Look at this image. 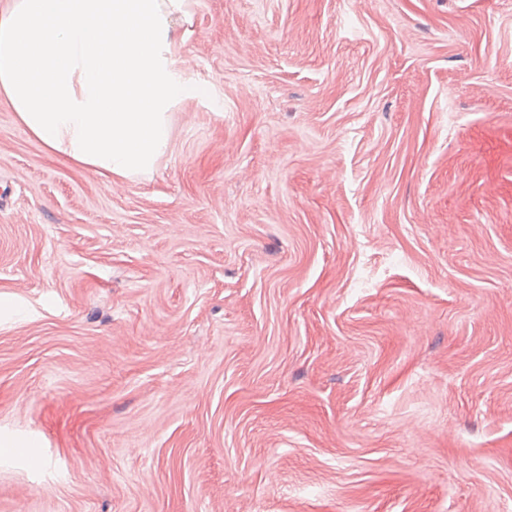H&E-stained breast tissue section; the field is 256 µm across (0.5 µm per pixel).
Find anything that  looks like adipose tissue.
Here are the masks:
<instances>
[{"mask_svg": "<svg viewBox=\"0 0 512 512\" xmlns=\"http://www.w3.org/2000/svg\"><path fill=\"white\" fill-rule=\"evenodd\" d=\"M187 0H12L0 98L49 150L93 171L152 174L169 111L194 93L174 59Z\"/></svg>", "mask_w": 512, "mask_h": 512, "instance_id": "adipose-tissue-1", "label": "adipose tissue"}]
</instances>
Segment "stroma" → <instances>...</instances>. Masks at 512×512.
<instances>
[{
  "label": "stroma",
  "instance_id": "stroma-1",
  "mask_svg": "<svg viewBox=\"0 0 512 512\" xmlns=\"http://www.w3.org/2000/svg\"><path fill=\"white\" fill-rule=\"evenodd\" d=\"M150 176L0 99V512H512V0H191Z\"/></svg>",
  "mask_w": 512,
  "mask_h": 512
}]
</instances>
